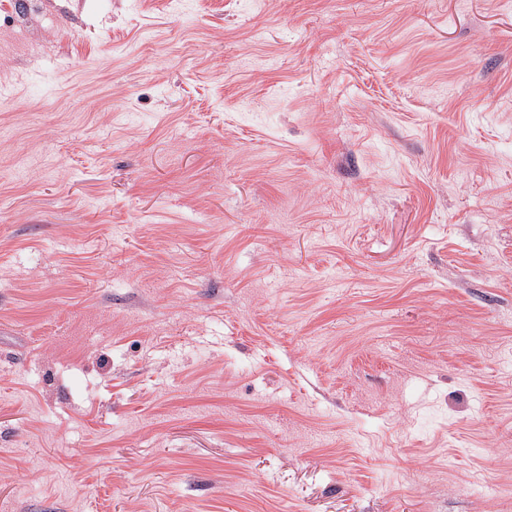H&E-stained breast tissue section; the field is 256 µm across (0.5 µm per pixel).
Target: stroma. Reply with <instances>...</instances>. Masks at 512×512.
Returning a JSON list of instances; mask_svg holds the SVG:
<instances>
[{
	"label": "stroma",
	"instance_id": "1",
	"mask_svg": "<svg viewBox=\"0 0 512 512\" xmlns=\"http://www.w3.org/2000/svg\"><path fill=\"white\" fill-rule=\"evenodd\" d=\"M38 3L0 512H512V0Z\"/></svg>",
	"mask_w": 512,
	"mask_h": 512
}]
</instances>
